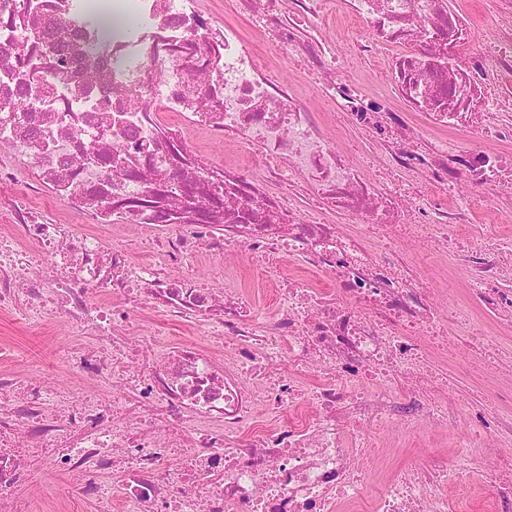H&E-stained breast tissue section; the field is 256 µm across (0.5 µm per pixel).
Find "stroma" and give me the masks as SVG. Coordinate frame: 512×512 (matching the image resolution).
<instances>
[{"label":"stroma","instance_id":"stroma-1","mask_svg":"<svg viewBox=\"0 0 512 512\" xmlns=\"http://www.w3.org/2000/svg\"><path fill=\"white\" fill-rule=\"evenodd\" d=\"M282 73L306 99L311 110L318 112L328 125L333 126L338 145L343 151L358 159L378 151V143L366 138L361 131L337 126L335 106L316 96L302 70L287 66ZM457 191L469 196L472 203L467 223L453 225L450 236L464 238L469 236L471 225L493 224L502 237L512 239V211L497 209L484 198L480 189L466 182H459ZM397 258L421 278L432 280L447 277L448 290L454 296H463L468 286L465 266L459 258L428 251L415 239L404 241ZM193 268L215 285L246 289L258 305L267 310L276 307L278 295L275 289L267 286L262 271L246 258L231 257L220 263L201 258L194 261ZM93 334V326L84 323L63 328L53 321L29 319L20 309L0 313V361L11 364L18 371L21 381H41L51 390L60 386L80 390L84 387L83 381L68 376L62 367V360L70 344L91 341ZM472 362V356L455 349L450 351L447 361L441 363V371L454 379L453 390L442 394L449 404L471 406L482 401L486 381L480 373L473 371ZM373 435L375 439L383 441L385 447H400L406 460L419 454L435 461L452 456L458 440L454 427L431 432L420 422L408 434L397 423L391 422L376 427ZM73 485L74 481L68 474L47 473L41 475L32 486L26 487L24 493L31 499L34 512H45L54 502L63 503L65 512H99L97 504L74 496Z\"/></svg>","mask_w":512,"mask_h":512}]
</instances>
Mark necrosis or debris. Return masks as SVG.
<instances>
[{
    "instance_id": "necrosis-or-debris-1",
    "label": "necrosis or debris",
    "mask_w": 512,
    "mask_h": 512,
    "mask_svg": "<svg viewBox=\"0 0 512 512\" xmlns=\"http://www.w3.org/2000/svg\"><path fill=\"white\" fill-rule=\"evenodd\" d=\"M256 1L255 32L279 58L302 63L349 126L378 141L386 177L340 149L280 70L198 0H137L131 26L114 39L95 18L125 12L126 0H29L21 15L16 0H0V104L22 88L36 103L0 111V148L36 176L28 201L12 210L22 242L0 248V312L20 305L40 321L63 313L79 322L88 295L97 297L95 342L64 356L95 391L48 393L0 372V512H33L19 489L45 470L77 474L74 492L86 501L120 497L122 512H448L436 490L467 484L473 447L486 461L492 512H512V450L503 445L512 415L475 410L451 459L386 467L377 494L365 471L379 423L394 419L408 432L419 420L452 423L435 396L450 381L434 374L449 337L502 368L498 338L512 332V292L497 282L512 273V246L484 232L480 253L465 257L469 297L458 302L393 255L407 234L447 246L449 225L466 220L465 198L452 211L427 209L423 182L451 193L462 179L512 207V152L500 148L512 141V123L500 118L512 112V10L481 39L448 0H343L364 32L359 55L388 51L392 93L376 96L339 68V42L320 32L330 0H244ZM400 100L424 118L421 130L405 121ZM165 112L177 117L173 152L162 141ZM196 127L260 157L263 171L202 163L186 135ZM470 130L477 141L442 137ZM219 170L216 199L208 190ZM173 173L195 187L203 214L169 225L148 264L32 202L47 186L67 210H93L105 224L114 198L160 190V175ZM326 210L359 232L324 223ZM232 251L248 254L276 288L272 313L190 268L197 256ZM286 255L335 289L286 273ZM144 310L192 326L206 345L156 353L153 333L122 330ZM483 314L490 326L470 336ZM108 386L120 399L102 395ZM397 390L405 399L395 404ZM262 406L287 422L265 424ZM351 422L362 434L349 448Z\"/></svg>"
}]
</instances>
